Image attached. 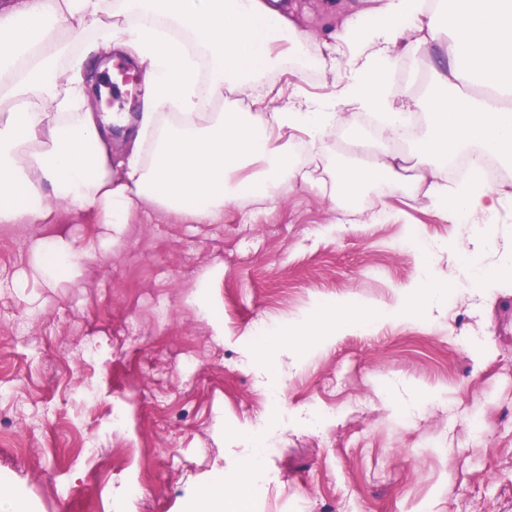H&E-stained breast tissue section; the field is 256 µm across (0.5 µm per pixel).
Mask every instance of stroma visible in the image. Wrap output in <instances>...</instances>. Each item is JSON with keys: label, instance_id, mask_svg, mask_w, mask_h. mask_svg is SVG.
<instances>
[{"label": "stroma", "instance_id": "1", "mask_svg": "<svg viewBox=\"0 0 512 512\" xmlns=\"http://www.w3.org/2000/svg\"><path fill=\"white\" fill-rule=\"evenodd\" d=\"M298 29L328 36L347 0H283ZM336 77L291 56L268 85L311 96ZM345 126L325 150L298 149L325 190L351 164ZM399 151L400 218L364 224L311 191L283 189L278 209L253 201L220 224H180L148 210L121 240L71 213L26 230L0 224V413L27 443L0 448L11 512H200V490L255 455L270 474L251 512H512V282L466 280L441 309L421 305L432 272L406 250L409 227L431 244L466 243L467 224L428 208L420 167ZM64 236L81 273L46 279L36 237ZM339 304L360 325L325 328L306 343L263 353ZM126 417L115 431L113 414ZM149 442L90 487L116 441Z\"/></svg>", "mask_w": 512, "mask_h": 512}]
</instances>
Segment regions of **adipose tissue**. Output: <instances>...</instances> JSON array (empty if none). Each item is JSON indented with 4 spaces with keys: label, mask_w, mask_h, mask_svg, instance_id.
<instances>
[{
    "label": "adipose tissue",
    "mask_w": 512,
    "mask_h": 512,
    "mask_svg": "<svg viewBox=\"0 0 512 512\" xmlns=\"http://www.w3.org/2000/svg\"><path fill=\"white\" fill-rule=\"evenodd\" d=\"M447 63L431 89L399 101L392 74L400 59L438 44ZM310 45L291 17L268 0H0V224H52L60 211L121 231L144 209L183 224H220L247 200L273 210L281 189L314 190L296 147H325L347 124V104L381 117L397 138L411 111L429 118L414 150L424 166V196L443 221L480 224L469 245H454L473 288L485 277L512 279V246L490 268L481 257L496 239L507 197L480 163L455 185L436 165L478 151L512 164V0H372L344 14L315 60L340 73L329 97L259 91L267 72ZM120 50L144 83L131 145L112 158L111 124L124 115L89 105L99 58ZM262 94L272 112L225 109L224 92ZM398 157L375 154L342 168L330 209L365 187L393 189ZM51 279L76 276L79 255L57 240L36 248ZM254 464L232 481L216 475L207 502L251 492Z\"/></svg>",
    "instance_id": "ef3b65f1"
}]
</instances>
